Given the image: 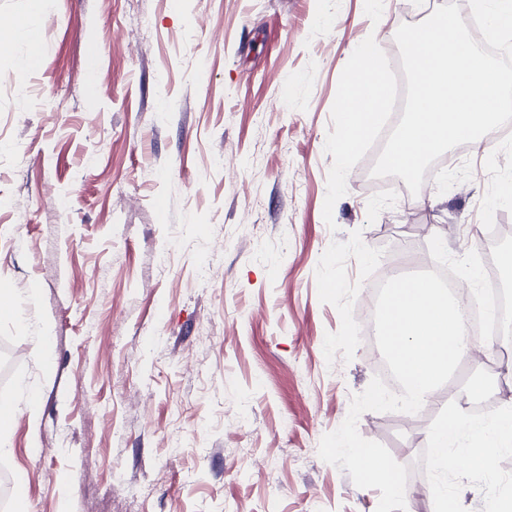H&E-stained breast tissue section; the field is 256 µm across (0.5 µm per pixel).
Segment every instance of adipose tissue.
Masks as SVG:
<instances>
[{
    "label": "adipose tissue",
    "mask_w": 512,
    "mask_h": 512,
    "mask_svg": "<svg viewBox=\"0 0 512 512\" xmlns=\"http://www.w3.org/2000/svg\"><path fill=\"white\" fill-rule=\"evenodd\" d=\"M388 98L383 58L375 47L363 46L338 98L344 126L340 149L344 154H352L360 148L384 111ZM390 301L392 311L380 332V347L385 357L395 361L421 399L441 403L440 391L445 379L461 363L470 360L478 344L465 340V325L458 306L449 302L446 292L434 287L431 278L396 288ZM465 421L470 424L473 438L467 464L474 469L488 467L493 451L512 439L511 415L473 422L465 409H455L449 421L431 431L430 451L437 462L446 463L448 448ZM366 473L370 479L387 484L397 501L408 502L420 497L432 501V512H452V501L446 494L431 487L408 488L394 468L377 463L367 466Z\"/></svg>",
    "instance_id": "1"
}]
</instances>
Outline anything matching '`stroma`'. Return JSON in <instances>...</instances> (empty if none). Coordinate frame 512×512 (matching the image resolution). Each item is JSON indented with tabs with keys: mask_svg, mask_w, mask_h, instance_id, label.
Returning <instances> with one entry per match:
<instances>
[{
	"mask_svg": "<svg viewBox=\"0 0 512 512\" xmlns=\"http://www.w3.org/2000/svg\"><path fill=\"white\" fill-rule=\"evenodd\" d=\"M447 0H0V472L30 512H429L367 478L373 449L459 512L512 500L430 454L445 407L404 414L356 316L384 267L452 266L512 225V141L454 154L418 194L373 178L336 101L357 50ZM100 49L95 83L89 45ZM53 343L41 357L43 339Z\"/></svg>",
	"mask_w": 512,
	"mask_h": 512,
	"instance_id": "35a3bbf8",
	"label": "stroma"
}]
</instances>
